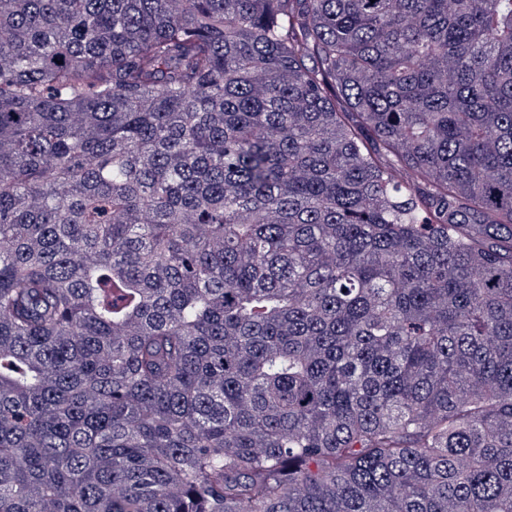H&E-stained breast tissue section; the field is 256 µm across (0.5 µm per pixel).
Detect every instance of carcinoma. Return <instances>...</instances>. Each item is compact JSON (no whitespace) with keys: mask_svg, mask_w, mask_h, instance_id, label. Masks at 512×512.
Masks as SVG:
<instances>
[{"mask_svg":"<svg viewBox=\"0 0 512 512\" xmlns=\"http://www.w3.org/2000/svg\"><path fill=\"white\" fill-rule=\"evenodd\" d=\"M0 512H512V0H0Z\"/></svg>","mask_w":512,"mask_h":512,"instance_id":"carcinoma-1","label":"carcinoma"}]
</instances>
